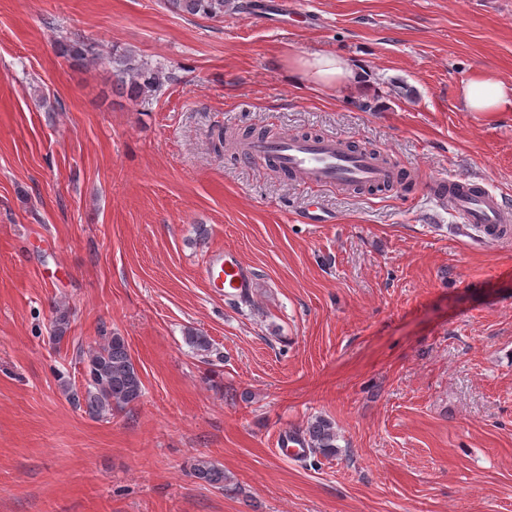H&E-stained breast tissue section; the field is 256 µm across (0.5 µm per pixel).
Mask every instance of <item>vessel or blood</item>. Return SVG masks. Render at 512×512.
Returning <instances> with one entry per match:
<instances>
[{
  "label": "vessel or blood",
  "mask_w": 512,
  "mask_h": 512,
  "mask_svg": "<svg viewBox=\"0 0 512 512\" xmlns=\"http://www.w3.org/2000/svg\"><path fill=\"white\" fill-rule=\"evenodd\" d=\"M246 159L273 160L295 175L308 188L359 186L384 187L394 183L398 169L386 158L348 147L334 136L301 137L287 135L279 139L256 140L244 147ZM427 189L437 201H452L463 222L491 241L512 235V204L483 185L455 179L444 174L429 178ZM203 276L209 285L227 295H248L252 275L239 253L230 248L210 253Z\"/></svg>",
  "instance_id": "vessel-or-blood-1"
}]
</instances>
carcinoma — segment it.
<instances>
[{
    "label": "carcinoma",
    "instance_id": "cac0c4a2",
    "mask_svg": "<svg viewBox=\"0 0 512 512\" xmlns=\"http://www.w3.org/2000/svg\"><path fill=\"white\" fill-rule=\"evenodd\" d=\"M170 10L190 16L216 18L224 15L225 0H166ZM61 57L75 66L93 67L106 65L112 73L113 85L131 101L150 96L171 80L160 68L130 52H104L93 42L81 38L62 40L57 46ZM188 346L201 354L211 350L208 337L194 331L185 336ZM69 401L85 406L94 418H104L112 412L123 410L140 400L143 383L131 358L125 339L114 334L104 344L87 352L86 374L82 387L65 388ZM303 437L310 448L325 457L336 455V426L332 421L317 417L307 423ZM193 475L210 485L224 486V471L206 460H199Z\"/></svg>",
    "mask_w": 512,
    "mask_h": 512
}]
</instances>
